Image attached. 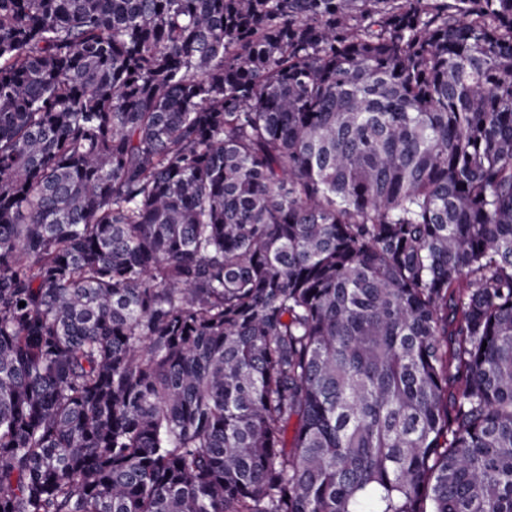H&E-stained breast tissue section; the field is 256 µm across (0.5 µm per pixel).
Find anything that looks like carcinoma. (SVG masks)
Here are the masks:
<instances>
[{"label": "carcinoma", "mask_w": 512, "mask_h": 512, "mask_svg": "<svg viewBox=\"0 0 512 512\" xmlns=\"http://www.w3.org/2000/svg\"><path fill=\"white\" fill-rule=\"evenodd\" d=\"M0 512H512V0H0Z\"/></svg>", "instance_id": "carcinoma-1"}]
</instances>
